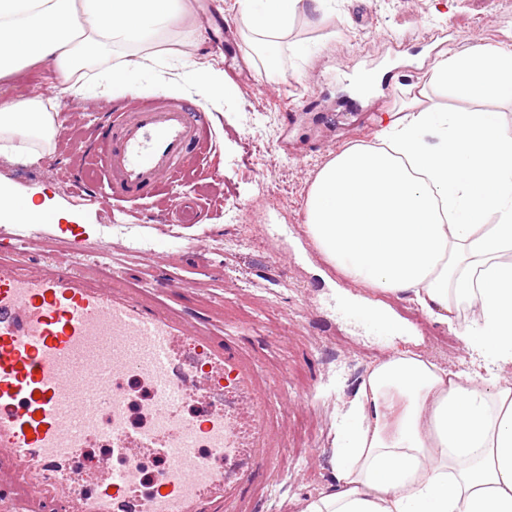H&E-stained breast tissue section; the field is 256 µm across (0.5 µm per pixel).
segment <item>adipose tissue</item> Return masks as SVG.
<instances>
[{
  "instance_id": "adipose-tissue-1",
  "label": "adipose tissue",
  "mask_w": 512,
  "mask_h": 512,
  "mask_svg": "<svg viewBox=\"0 0 512 512\" xmlns=\"http://www.w3.org/2000/svg\"><path fill=\"white\" fill-rule=\"evenodd\" d=\"M323 0H240L267 73L278 41ZM184 11L183 0H0V80L51 66L54 89L90 96L84 61L121 44L110 71L117 97L145 72L144 46ZM432 81L462 99L512 103V49L448 51ZM167 93L202 98L224 73L188 59L158 75ZM62 122L42 97L0 90V158L52 154ZM384 148H348L314 179L305 225L325 260L362 287L407 295L453 329L473 365L452 372L408 352L374 367L350 399L336 438L335 491L301 512H512V129L494 112L392 113ZM35 203L0 181V223H39ZM469 321H461L462 312Z\"/></svg>"
}]
</instances>
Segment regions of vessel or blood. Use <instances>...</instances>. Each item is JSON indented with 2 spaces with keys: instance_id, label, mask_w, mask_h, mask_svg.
I'll return each instance as SVG.
<instances>
[{
  "instance_id": "obj_1",
  "label": "vessel or blood",
  "mask_w": 512,
  "mask_h": 512,
  "mask_svg": "<svg viewBox=\"0 0 512 512\" xmlns=\"http://www.w3.org/2000/svg\"><path fill=\"white\" fill-rule=\"evenodd\" d=\"M207 119L177 101H133L86 154L97 202L149 200L210 149ZM170 223L198 211L166 201ZM163 278L115 288L75 266L0 261V512H251L264 463L284 458V414L239 337L170 307ZM127 376L146 381L151 426L130 430ZM191 399L201 413L185 417ZM111 445L86 464L84 450ZM224 454L203 461L199 448Z\"/></svg>"
}]
</instances>
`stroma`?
I'll list each match as a JSON object with an SVG mask.
<instances>
[{
    "label": "stroma",
    "mask_w": 512,
    "mask_h": 512,
    "mask_svg": "<svg viewBox=\"0 0 512 512\" xmlns=\"http://www.w3.org/2000/svg\"><path fill=\"white\" fill-rule=\"evenodd\" d=\"M187 18L160 33L155 58L175 51L215 68L231 64L224 98L204 103L216 132L203 170L178 187L202 204L198 224H171L149 204L102 207L85 194L97 173L83 153L110 121L118 99L55 95L49 66L7 80L11 96L50 98L64 123L52 155L39 163L0 161V175L35 201L54 199L67 215L40 228L27 260L71 259L91 278L118 271V288L159 274L182 280L173 307L235 330L281 385L288 406L283 463L264 465L255 512H300L332 491L333 449L346 402L393 350L470 371L447 326L418 306L360 287L329 265L310 239L305 208L318 171L352 146H376L389 113L411 98L421 108L499 113L512 106L452 98L431 85L436 60L451 48L512 46V8L486 0H326L300 15L283 39L276 74L249 46L238 0H188ZM311 48L298 55L293 45ZM292 101L283 111L281 97ZM368 301L398 319L404 333L375 337L352 314Z\"/></svg>",
    "instance_id": "obj_1"
}]
</instances>
